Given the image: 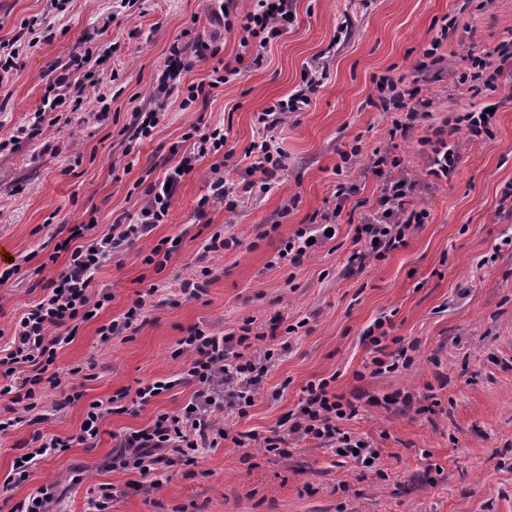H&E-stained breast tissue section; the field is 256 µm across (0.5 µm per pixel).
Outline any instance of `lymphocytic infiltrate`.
Returning <instances> with one entry per match:
<instances>
[{"label":"lymphocytic infiltrate","instance_id":"obj_1","mask_svg":"<svg viewBox=\"0 0 512 512\" xmlns=\"http://www.w3.org/2000/svg\"><path fill=\"white\" fill-rule=\"evenodd\" d=\"M208 20L221 24L225 34H237L239 43L251 56L253 66H262L267 47L287 32L293 19L292 0H213ZM223 33V34H224ZM221 36V35H220ZM220 36L197 33L188 42H173L162 74L156 80L153 107L133 104L130 122L126 128L130 140L152 136L165 116V101L172 94L182 97V109L196 105L206 88L229 83L239 76V69L215 67L208 72L205 82L184 84L183 78L201 63L215 58L221 51ZM466 66L458 76L457 85L470 97L496 90L506 66L512 64V51L497 47L480 53L468 52ZM378 101L382 111L397 113L393 127L401 133H410L423 123H431L432 100L421 97L415 86H403L387 75L376 82ZM318 90L317 83L303 79L288 99L273 102L259 112L257 121L270 132L282 123L287 113L298 111L309 104ZM191 141V150L185 151L176 165L170 166L162 179L149 183L143 191V201L137 213L128 221L116 222L107 233L94 235V222L66 225V237L55 249L66 252L68 258L55 279L42 287L40 299L24 310L8 347L0 348V398L9 403L0 410V436L8 434L23 420L25 413L36 409L45 390H61L65 403L79 399L72 378L76 369L61 372L56 369L57 353L72 343L82 324L91 315L99 313L112 300L111 293L93 292L94 274L112 259L122 256L135 241L148 235L155 225L166 223L172 202L187 176L195 171L196 163L211 157L208 169L210 192L198 202V215H205L210 205L223 204L225 212L236 209L237 189L224 176V167L233 152L227 147L228 135L221 126H192L184 135ZM251 163L244 170L246 176H258L261 186H269L282 169L283 153L273 138H262L250 144L245 152ZM416 190L414 181L395 175L385 180L380 188L379 207L364 215L355 227V242L362 248L354 260L382 257L407 243V239L423 224L425 215L411 209L410 198ZM358 193L353 182L336 186L333 210L299 228L293 237L281 244L279 259L300 266L317 247L329 239L335 230L347 202ZM236 238L213 234L197 254V262L190 278L180 284V295L185 300L200 299L213 281L215 270L209 263L211 254L237 247ZM263 333L254 331L251 323H244L240 334L218 336L202 327L192 328L181 338L174 352L184 362L178 381L157 379L142 383L136 391H117L107 403H91L79 432L68 438L37 435L25 442L26 457L17 458L11 474L1 486L12 488L26 482L34 461L50 454L64 453L72 445L93 447L101 420L111 414L126 412L127 399L147 405L174 384L191 387L193 397L180 412L158 414L152 425L121 435L118 449L112 456L116 470L134 471L150 487H158L159 476L183 464L194 463L199 449L218 447L220 441L232 440L244 447L246 434L229 436L219 426L214 414L227 410L237 417L247 415L261 394L265 377L276 363L273 350L261 348ZM357 402L339 396L330 390L329 380L308 383L295 413L291 415L288 432L299 438H312L321 444L342 450L345 456L365 462L377 460L371 444L349 434L342 422L357 416Z\"/></svg>","mask_w":512,"mask_h":512}]
</instances>
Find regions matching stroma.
Listing matches in <instances>:
<instances>
[{
  "label": "stroma",
  "mask_w": 512,
  "mask_h": 512,
  "mask_svg": "<svg viewBox=\"0 0 512 512\" xmlns=\"http://www.w3.org/2000/svg\"><path fill=\"white\" fill-rule=\"evenodd\" d=\"M204 11L203 0H138L132 7L127 0H69L61 13L50 0H0V41L20 45L16 70L0 83V136L18 137L0 149V245L11 257L0 262V273L20 268L0 284L6 334L38 299L34 283L64 266V258L52 256L60 225L93 218L102 234L134 215L148 183L176 163L172 147L201 121L228 128L231 175L241 178L258 112L292 93L316 57L331 58L310 105L289 113L278 129L285 167L277 185L241 192L235 213L216 205L200 219L210 165L201 160L167 223L97 271L93 291L112 300L56 359L65 370L81 367L74 379L81 397L66 405L59 392H45L38 421L0 436V483L34 433L70 436L90 403L141 381L178 378L183 364L172 353L196 325L224 335L249 319L269 333L278 357L263 393L245 417H218L227 431L253 439L245 448L221 442L193 465L164 473L160 488L135 490L137 473L107 466L114 438L182 409L192 390L179 385L135 411L107 416L94 447L41 460L26 482L0 491V512H17L49 483L65 502L63 512H86L106 483L115 491L111 512H512V203L502 195L512 184V79L500 78L496 91L475 99L455 93L463 64L451 57L422 81L423 96L435 101V122L496 107L491 135L449 133L459 160L447 180L429 173L426 126L391 136L394 113L368 105L377 95L373 76L412 81V66L443 17H457L458 37L470 49L491 50L511 38L512 0H295L294 21L261 68L207 89L189 110L171 96L153 137L129 143L121 130L130 97L152 103L170 44ZM36 17L41 25H33ZM88 51L98 82L81 87L82 107H59L56 125L34 128L48 85ZM356 140L363 158L337 172L340 151ZM376 149L400 158L401 170L418 183L413 205L427 218L406 245L363 266L349 264L354 227L342 222L300 268L274 263L283 240L333 208L338 182H356L360 198L376 208L382 179L365 170ZM218 231L237 238L238 247L212 258L217 274L205 296L171 303L169 290L192 273L198 250ZM163 239L179 246L158 273L143 259ZM153 283L160 291L147 298L137 330L100 344L98 328ZM378 319L392 325L388 352L408 347L412 362L371 375L363 334ZM322 378L336 394L374 397L343 428L378 449L377 467L311 439L290 438L293 452L285 458L262 448V438L286 433L304 387ZM399 392L411 394L410 405L387 404Z\"/></svg>",
  "instance_id": "obj_1"
}]
</instances>
